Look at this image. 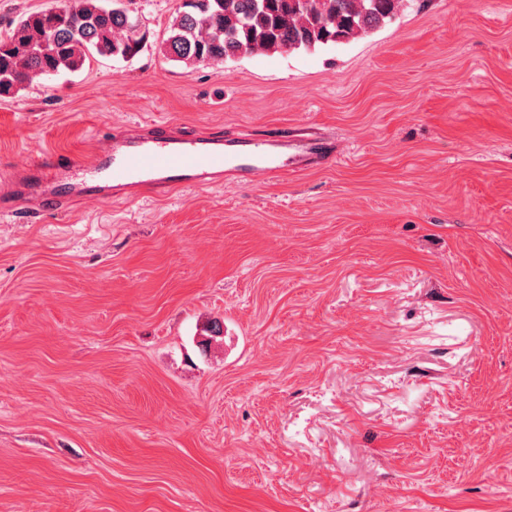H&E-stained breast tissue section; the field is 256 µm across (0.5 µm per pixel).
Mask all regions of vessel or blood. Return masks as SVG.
<instances>
[{"mask_svg":"<svg viewBox=\"0 0 512 512\" xmlns=\"http://www.w3.org/2000/svg\"><path fill=\"white\" fill-rule=\"evenodd\" d=\"M321 152L314 137L189 135L166 123L144 124L98 139L86 162L48 154L16 169L0 180V215L13 214L18 196L32 212L59 214L77 201L208 185L228 172L249 177L297 172Z\"/></svg>","mask_w":512,"mask_h":512,"instance_id":"vessel-or-blood-1","label":"vessel or blood"}]
</instances>
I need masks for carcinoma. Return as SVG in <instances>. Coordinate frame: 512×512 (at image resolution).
Wrapping results in <instances>:
<instances>
[{"instance_id": "cac0c4a2", "label": "carcinoma", "mask_w": 512, "mask_h": 512, "mask_svg": "<svg viewBox=\"0 0 512 512\" xmlns=\"http://www.w3.org/2000/svg\"><path fill=\"white\" fill-rule=\"evenodd\" d=\"M133 0H61L0 37V95L47 71L81 68L97 55L130 59L152 33ZM404 0H182L164 52L209 65L244 55L286 53L356 39L391 20Z\"/></svg>"}]
</instances>
